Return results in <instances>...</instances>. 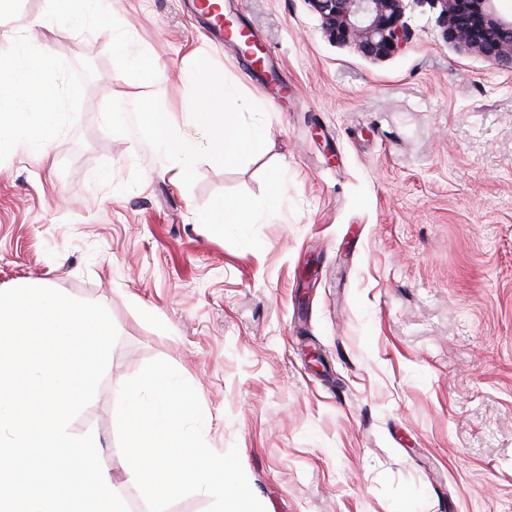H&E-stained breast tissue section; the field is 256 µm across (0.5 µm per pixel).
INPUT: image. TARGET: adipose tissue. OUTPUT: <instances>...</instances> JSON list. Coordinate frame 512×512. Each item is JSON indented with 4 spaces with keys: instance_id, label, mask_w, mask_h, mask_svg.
Masks as SVG:
<instances>
[{
    "instance_id": "1",
    "label": "adipose tissue",
    "mask_w": 512,
    "mask_h": 512,
    "mask_svg": "<svg viewBox=\"0 0 512 512\" xmlns=\"http://www.w3.org/2000/svg\"><path fill=\"white\" fill-rule=\"evenodd\" d=\"M111 0H55L52 13L35 24L48 27L82 17L101 19L109 13ZM197 93L188 107V118L209 129L215 141V157L222 162L236 160L260 138L258 127L238 125L224 118V91L207 78L206 64H199L192 75ZM58 105L57 73L53 57H42L38 66L15 63L0 77V148L25 143L44 146L56 132L54 111ZM143 121L149 132L175 157L182 172H189L196 161L194 146L185 139L154 103L142 105Z\"/></svg>"
}]
</instances>
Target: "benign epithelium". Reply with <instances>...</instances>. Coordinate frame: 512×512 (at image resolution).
Returning a JSON list of instances; mask_svg holds the SVG:
<instances>
[{
  "instance_id": "1",
  "label": "benign epithelium",
  "mask_w": 512,
  "mask_h": 512,
  "mask_svg": "<svg viewBox=\"0 0 512 512\" xmlns=\"http://www.w3.org/2000/svg\"><path fill=\"white\" fill-rule=\"evenodd\" d=\"M404 0H308L326 33L352 43L366 57L379 59L409 39L402 22ZM447 37L463 50H477L512 69V16L497 12L495 0H437Z\"/></svg>"
}]
</instances>
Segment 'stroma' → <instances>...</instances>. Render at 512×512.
<instances>
[{
    "mask_svg": "<svg viewBox=\"0 0 512 512\" xmlns=\"http://www.w3.org/2000/svg\"><path fill=\"white\" fill-rule=\"evenodd\" d=\"M191 2L36 32L51 0L0 12V71L52 54L59 95L47 146L0 152V290L43 281L118 333L71 433L135 508L118 390L161 359L267 512H512V70L447 40L433 0H404L410 40L381 59L308 0H224L261 69ZM202 59L226 119L263 132L229 164L187 118ZM145 101L195 145L188 176ZM242 197L253 223H222Z\"/></svg>",
    "mask_w": 512,
    "mask_h": 512,
    "instance_id": "1",
    "label": "stroma"
}]
</instances>
